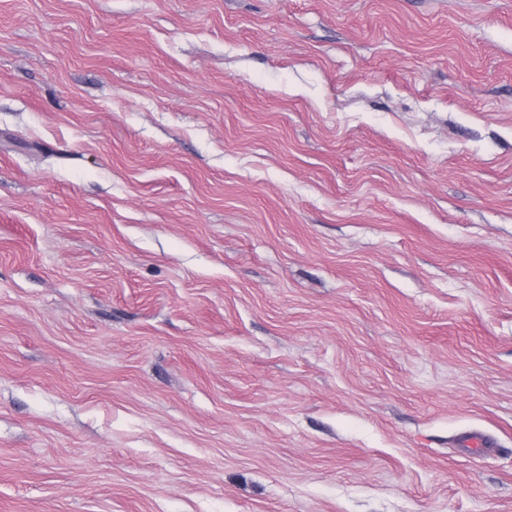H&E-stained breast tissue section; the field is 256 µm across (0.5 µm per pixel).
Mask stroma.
Instances as JSON below:
<instances>
[{
  "mask_svg": "<svg viewBox=\"0 0 512 512\" xmlns=\"http://www.w3.org/2000/svg\"><path fill=\"white\" fill-rule=\"evenodd\" d=\"M0 512H512V0H0Z\"/></svg>",
  "mask_w": 512,
  "mask_h": 512,
  "instance_id": "obj_1",
  "label": "stroma"
}]
</instances>
